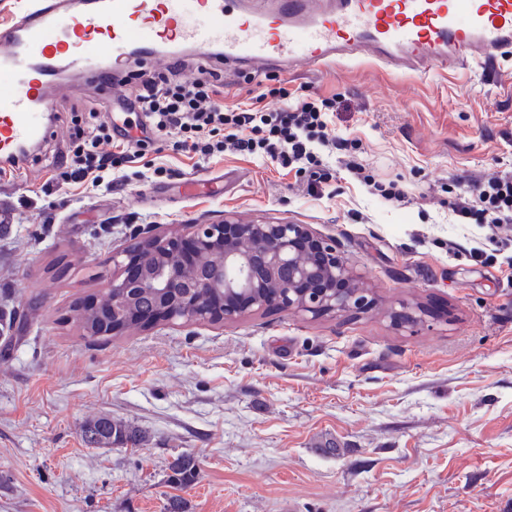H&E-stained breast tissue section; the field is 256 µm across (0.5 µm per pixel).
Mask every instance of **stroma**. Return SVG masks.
Listing matches in <instances>:
<instances>
[{
  "label": "stroma",
  "instance_id": "stroma-1",
  "mask_svg": "<svg viewBox=\"0 0 512 512\" xmlns=\"http://www.w3.org/2000/svg\"><path fill=\"white\" fill-rule=\"evenodd\" d=\"M275 77L292 101L340 103L315 187L231 149L147 152L163 174L112 189L61 177L73 123L100 105L73 82L36 163L0 179V512H164L175 492L188 512H512V223L455 213L469 185L512 174V60L491 76L360 59ZM193 177L222 195L185 196ZM227 214L311 225L375 306L84 337L71 309L102 294L113 252ZM102 414L140 447H87ZM181 454L198 477L175 489Z\"/></svg>",
  "mask_w": 512,
  "mask_h": 512
}]
</instances>
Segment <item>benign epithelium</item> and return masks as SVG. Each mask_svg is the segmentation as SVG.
I'll return each instance as SVG.
<instances>
[{"label":"benign epithelium","mask_w":512,"mask_h":512,"mask_svg":"<svg viewBox=\"0 0 512 512\" xmlns=\"http://www.w3.org/2000/svg\"><path fill=\"white\" fill-rule=\"evenodd\" d=\"M190 236L148 235L113 253L116 273L105 299L87 307L112 310L105 336L128 326L129 300L148 289L158 304L143 325L158 320L232 323L245 311L279 309L313 315L370 305L367 290L340 262L334 245L306 224L243 223L232 216L212 224H190Z\"/></svg>","instance_id":"7a95c632"}]
</instances>
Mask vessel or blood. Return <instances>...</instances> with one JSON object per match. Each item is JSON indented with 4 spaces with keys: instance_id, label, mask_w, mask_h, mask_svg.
<instances>
[{
    "instance_id": "1",
    "label": "vessel or blood",
    "mask_w": 512,
    "mask_h": 512,
    "mask_svg": "<svg viewBox=\"0 0 512 512\" xmlns=\"http://www.w3.org/2000/svg\"><path fill=\"white\" fill-rule=\"evenodd\" d=\"M183 47L257 76L362 58L392 72L487 70L512 59V0H29L0 29V168L30 167L66 74L103 91L110 112L132 57L166 64Z\"/></svg>"
}]
</instances>
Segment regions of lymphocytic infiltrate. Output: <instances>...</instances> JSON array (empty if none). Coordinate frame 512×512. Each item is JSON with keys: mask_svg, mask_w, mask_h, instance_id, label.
<instances>
[{"mask_svg": "<svg viewBox=\"0 0 512 512\" xmlns=\"http://www.w3.org/2000/svg\"><path fill=\"white\" fill-rule=\"evenodd\" d=\"M178 74L174 66L144 78L123 99L128 111L144 113L150 119L161 148L206 157L230 147L269 157L284 167L299 163L309 172L319 163L318 148L331 144L327 117L336 109L335 99L296 104L289 101L285 88L271 87L267 93L278 100L277 108L227 109L218 101L222 87L218 72L201 68L199 78L190 82L180 80ZM111 139L112 127L107 121L93 127L74 126L71 178L83 180L141 158L144 139L130 136L125 151H102V143ZM457 211L460 217L479 224H511L512 175L473 185L470 200L461 202Z\"/></svg>", "mask_w": 512, "mask_h": 512, "instance_id": "1", "label": "lymphocytic infiltrate"}]
</instances>
